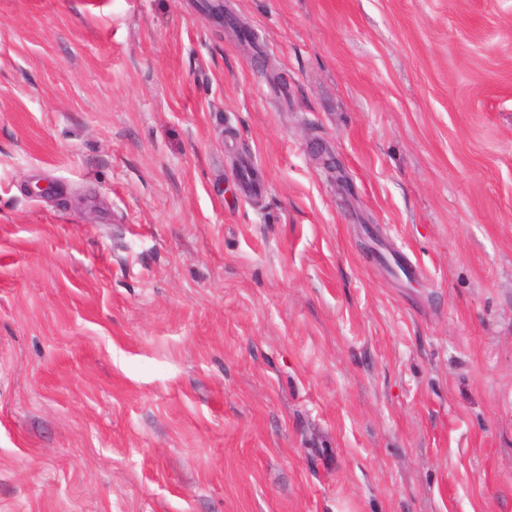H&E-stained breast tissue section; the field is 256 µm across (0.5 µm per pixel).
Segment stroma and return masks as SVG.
<instances>
[{
  "instance_id": "35a3bbf8",
  "label": "stroma",
  "mask_w": 512,
  "mask_h": 512,
  "mask_svg": "<svg viewBox=\"0 0 512 512\" xmlns=\"http://www.w3.org/2000/svg\"><path fill=\"white\" fill-rule=\"evenodd\" d=\"M224 17L0 0V512H512V0Z\"/></svg>"
}]
</instances>
